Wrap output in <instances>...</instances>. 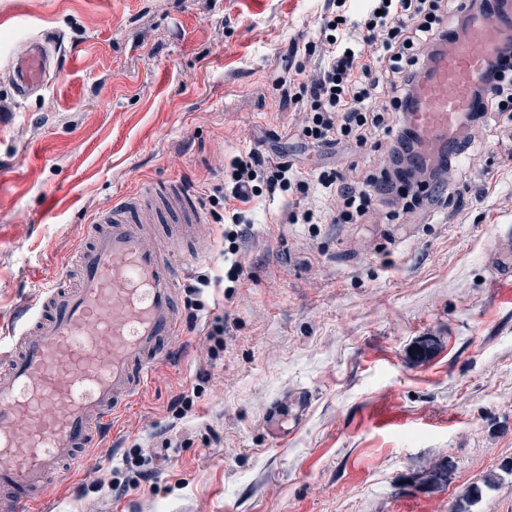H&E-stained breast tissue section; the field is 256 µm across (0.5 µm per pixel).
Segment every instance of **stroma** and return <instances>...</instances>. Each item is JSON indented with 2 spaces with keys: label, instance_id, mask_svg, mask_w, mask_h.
<instances>
[{
  "label": "stroma",
  "instance_id": "obj_1",
  "mask_svg": "<svg viewBox=\"0 0 512 512\" xmlns=\"http://www.w3.org/2000/svg\"><path fill=\"white\" fill-rule=\"evenodd\" d=\"M325 6L0 0V338L114 194L185 179L216 238L213 200L235 155L286 148L307 179L324 166L378 172L372 147L299 145L281 101ZM44 36L64 68L18 100L8 58ZM448 191L461 209L357 224H292L284 201L248 203L241 287L198 295L195 329L103 433L98 469L51 484L49 512H512V303L491 254L512 236V122L491 117ZM425 339L435 350L421 360ZM181 393L194 404L180 419ZM301 393L298 430L275 439L268 408ZM136 448L152 479L116 493ZM442 462L447 482L429 486Z\"/></svg>",
  "mask_w": 512,
  "mask_h": 512
}]
</instances>
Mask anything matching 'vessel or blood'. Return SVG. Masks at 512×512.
<instances>
[{
    "label": "vessel or blood",
    "instance_id": "vessel-or-blood-1",
    "mask_svg": "<svg viewBox=\"0 0 512 512\" xmlns=\"http://www.w3.org/2000/svg\"><path fill=\"white\" fill-rule=\"evenodd\" d=\"M499 54H512V13L474 22L432 64L411 114L423 160L457 140L472 89ZM57 67L49 38L26 41L10 57L13 95L38 94ZM205 221L196 191L178 179L116 196L85 225L62 276L19 306L0 345V512H37L61 467H93L97 439L144 394L181 333L179 286L191 267L153 244L155 228L200 258L213 247L196 235Z\"/></svg>",
    "mask_w": 512,
    "mask_h": 512
}]
</instances>
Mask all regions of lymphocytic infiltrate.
Returning a JSON list of instances; mask_svg holds the SVG:
<instances>
[{
	"mask_svg": "<svg viewBox=\"0 0 512 512\" xmlns=\"http://www.w3.org/2000/svg\"><path fill=\"white\" fill-rule=\"evenodd\" d=\"M355 13L353 0H328L330 12L314 46L322 60L319 70L298 65L281 89V97L298 114V132L310 144L361 147L375 133L387 136L379 174L355 186L338 169L317 173L316 181L336 202L330 220L353 224L373 213L378 200L413 211L446 203L452 162L421 167L416 161L418 138L409 121L414 91L435 59L462 36L473 16L491 15L503 0H364ZM476 108L467 118L459 150H468L471 133L489 113L512 112V55L489 61L474 90ZM224 210L225 276H201L187 295L203 288L239 282L238 259L248 224L244 206L260 196L275 197L309 184L300 179L290 160L249 152L229 163Z\"/></svg>",
	"mask_w": 512,
	"mask_h": 512,
	"instance_id": "obj_1",
	"label": "lymphocytic infiltrate"
}]
</instances>
